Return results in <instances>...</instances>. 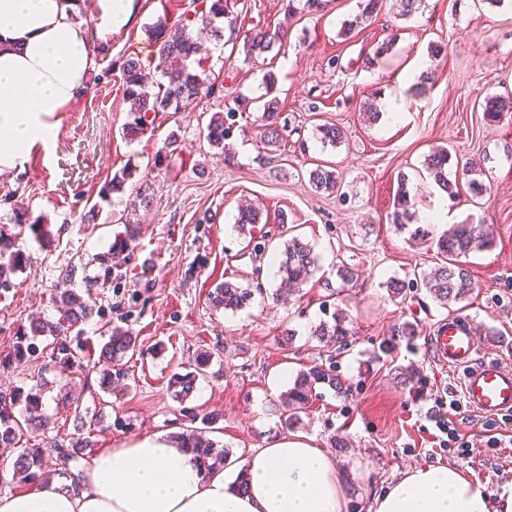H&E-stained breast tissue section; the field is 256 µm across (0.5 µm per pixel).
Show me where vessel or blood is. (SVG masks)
<instances>
[{
  "instance_id": "obj_1",
  "label": "vessel or blood",
  "mask_w": 512,
  "mask_h": 512,
  "mask_svg": "<svg viewBox=\"0 0 512 512\" xmlns=\"http://www.w3.org/2000/svg\"><path fill=\"white\" fill-rule=\"evenodd\" d=\"M430 343L439 365L462 371L458 396L468 411L483 417L512 413V365L482 356L472 321L449 318Z\"/></svg>"
}]
</instances>
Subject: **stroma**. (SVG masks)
<instances>
[{
    "instance_id": "35a3bbf8",
    "label": "stroma",
    "mask_w": 512,
    "mask_h": 512,
    "mask_svg": "<svg viewBox=\"0 0 512 512\" xmlns=\"http://www.w3.org/2000/svg\"><path fill=\"white\" fill-rule=\"evenodd\" d=\"M140 17L112 37L111 57L101 59L84 93L61 118L48 156L31 157L18 173L0 177V216L10 211L3 196L15 192L43 221L18 241L29 255L26 268L0 289V357L12 351L30 316L53 314L51 297L65 287L62 269L90 261L123 231L125 202L138 186L152 197L138 211L140 236L132 251L112 260L115 277L101 289L99 316L86 325L87 350H98L111 328L131 329L144 349L128 367L129 386L113 389L104 431L91 436L92 452L122 448L144 438L167 436L189 424V412L217 415L211 437L231 462L245 467L249 449L287 436L282 397L296 375L319 367L333 371L343 390L317 386L296 435L331 449L354 473L346 512H369L377 495L404 470L422 464L451 465L497 494L512 482V415L480 417L451 407L458 376L434 360L429 338L448 317H469L484 356L512 364V114L487 123L481 101L512 92V0H426L413 17L398 14L396 0L352 38L342 36L360 0H329L320 11L289 12L288 0H245L241 30L283 27L279 49L245 61L232 42L207 40L200 70L207 89L182 113L158 114L152 132L124 138L127 120L122 68L129 55L154 60L153 29L171 28L199 16L211 0H139ZM388 44L375 56L379 44ZM444 51L432 56V45ZM274 75L266 90V75ZM279 103L286 122L276 145L260 136L264 94ZM373 100L379 122H365L362 104ZM235 109L225 160L208 145L204 130L213 113ZM336 124L345 138L320 141L316 126ZM178 148L164 165L154 163L169 133ZM439 146L472 160L488 188L473 197L462 176L449 171L456 196L443 192L425 171ZM325 164L340 177L334 194L316 192L309 170ZM132 176L111 203H100L101 186L121 169ZM406 181L417 213H446L448 222L490 224L495 245L465 257L476 288L467 301L442 307L425 289L390 297L385 284L409 281L438 263L435 246L410 241L389 222L399 181ZM258 207L263 222L254 236L240 234V205ZM96 220H87L92 206ZM319 257L313 278L288 300L276 299L275 257L291 238ZM353 267L356 282L342 286L339 264ZM229 280L261 287L250 305L213 310V283ZM342 309L350 334L340 348L310 334L324 306ZM413 323L416 335L402 333ZM293 330L283 343L284 330ZM39 338L42 353L19 368L0 370V393L39 387L55 431H73V410L56 411L61 368ZM212 364L187 401L173 396L171 380L194 359ZM413 367L416 380L399 375ZM443 405L450 426L469 442L466 454L441 448L427 411ZM345 447H335L334 437Z\"/></svg>"
}]
</instances>
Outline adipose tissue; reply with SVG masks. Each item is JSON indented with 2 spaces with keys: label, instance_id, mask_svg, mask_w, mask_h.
Here are the masks:
<instances>
[{
  "label": "adipose tissue",
  "instance_id": "ef3b65f1",
  "mask_svg": "<svg viewBox=\"0 0 512 512\" xmlns=\"http://www.w3.org/2000/svg\"><path fill=\"white\" fill-rule=\"evenodd\" d=\"M92 25L70 0H0V175L48 152L60 115L84 91L99 53L136 20L134 0H93ZM248 487L204 473L167 438L96 453L77 488L0 495V512H344L351 474L310 439L286 437L248 455ZM372 512H512V484L490 496L457 467L404 471Z\"/></svg>",
  "mask_w": 512,
  "mask_h": 512
}]
</instances>
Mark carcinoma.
I'll return each mask as SVG.
<instances>
[{"label": "carcinoma", "mask_w": 512, "mask_h": 512, "mask_svg": "<svg viewBox=\"0 0 512 512\" xmlns=\"http://www.w3.org/2000/svg\"><path fill=\"white\" fill-rule=\"evenodd\" d=\"M383 0H363L362 11L354 19L345 22L344 35L350 36L365 21L373 18L382 8ZM225 19L230 30L236 28V18L228 9V0H212L208 15L203 17L211 25V35L220 40L224 37V28L215 25V20ZM285 37L279 29L254 27L245 34L242 52L245 59L253 60L270 53ZM155 59L154 68H149L134 56H129L122 63V79L124 101L128 104L129 120L124 124V135L136 138L153 130V123L158 112L178 113L185 110V105L201 96L205 88V80L191 68L189 61L199 55L202 45L188 31V24L173 32L161 27L154 28ZM484 116L491 122L498 121L506 112H512V97L489 96L481 103ZM233 112L215 113L206 126L205 138L209 145L224 149V140L228 136L233 119ZM261 135L271 143L277 144L282 139L284 127L280 125L281 113L274 99L263 106L260 117ZM320 140L336 145L343 142L344 131L335 124H324L317 128ZM177 133L171 132L164 146L156 153L154 164L159 165L172 156L177 150ZM448 150L440 148L427 156L425 168L434 182L445 192L454 194L455 185L448 181ZM130 176L124 168L112 176L106 183L99 197L102 201H110V196L123 189ZM309 181L316 191L334 193L338 191L336 170L319 165L309 171ZM390 213V223L397 230H404L415 220L414 203L411 201L405 180H400ZM260 210L247 206L238 209L236 224L239 230L247 231L256 228L260 223ZM10 223L16 227L30 228L42 223L41 217H32L29 208L22 204H13ZM139 230L134 224H127L125 230L115 235L112 249L126 250L136 241ZM16 235L0 231V288L8 289L12 282L6 274L13 273L26 263L24 256L14 249ZM493 235L487 224L462 222L452 224L436 240L437 254L440 264L430 272L422 275L420 285L434 299L444 306L459 303L473 292V277L460 258L475 249L488 248L492 245ZM100 275L86 278L79 288H67L53 294L52 300L58 316H39L29 320V327L23 329L16 337L11 355L0 359V368L9 369L27 362L38 349L36 340L40 336H51L57 346V359L61 368L73 375L83 369L80 354L74 351L67 338L72 334L80 335L86 323L99 312L95 292L104 288L112 281V253L98 257ZM317 264V258L307 245L292 239L285 243L284 250L278 259V275L280 283L277 295L287 297L299 291L306 284ZM254 298V290L244 288L228 280L217 282L209 291V301L213 308L236 311L247 305ZM320 343L334 347L344 342L349 335L346 327V316L340 312L331 315V320L322 321L311 330ZM142 353L137 336L130 329L116 327L112 329L108 340L99 349V357L106 362L100 380V389L112 393V385L119 384L129 378L124 367L128 355ZM211 365L208 355L199 356L193 363V370L185 374H176L173 384L175 396L186 400L193 391L199 377L206 375ZM326 383L334 388L342 389L336 376L311 368L302 371L296 377L292 387L283 396L286 416L284 427L289 429L299 424L300 412L312 401L315 385ZM73 403L71 380L65 379L59 387L56 398V410L69 409ZM111 403L98 399L94 410L85 414H76L74 421L75 433L66 444L54 441L45 446L39 437L48 434L54 428L53 416L43 410V391L41 389L28 392L0 394V447L21 448L12 462L14 476L24 484H48L54 478H61L73 485L80 482L82 473L73 472L70 464L79 461L89 448L90 434L104 428L106 408ZM192 420H200L201 426L185 429L173 434L182 448L191 449L199 466L208 473L224 465L227 456L218 449V445L209 437V428L215 417L198 418L191 414Z\"/></svg>", "instance_id": "obj_1"}]
</instances>
